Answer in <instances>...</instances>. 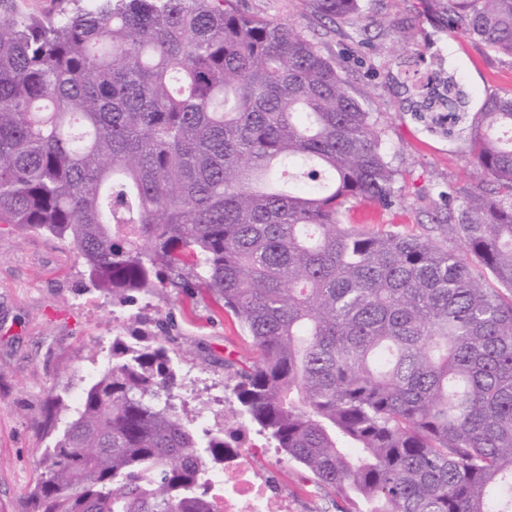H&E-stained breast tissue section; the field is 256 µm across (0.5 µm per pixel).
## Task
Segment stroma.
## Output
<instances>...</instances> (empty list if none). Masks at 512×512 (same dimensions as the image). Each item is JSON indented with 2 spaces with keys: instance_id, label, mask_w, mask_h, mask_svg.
<instances>
[{
  "instance_id": "1",
  "label": "stroma",
  "mask_w": 512,
  "mask_h": 512,
  "mask_svg": "<svg viewBox=\"0 0 512 512\" xmlns=\"http://www.w3.org/2000/svg\"><path fill=\"white\" fill-rule=\"evenodd\" d=\"M361 4L358 18L333 23L311 0H238L237 6L288 23L336 56L363 109L380 121L397 171V200L389 208L351 201L344 223L428 234L446 218L449 194L478 180L464 157L459 124L448 110H418L421 94L451 77L466 95V111H477L486 96L512 93V57L470 37L449 39L448 0ZM162 312L172 326L179 381L197 380L177 405L208 415V428L223 430L232 447L251 449L254 471L287 496L290 512H347L348 502L319 493L299 464L235 415L222 363L254 350L232 315L194 290L171 305L138 293L113 305L91 286L65 242L12 224H0V512H31L39 462L70 420L60 414L55 431L44 432L49 400L82 394L111 357L113 339L136 343Z\"/></svg>"
}]
</instances>
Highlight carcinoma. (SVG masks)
Listing matches in <instances>:
<instances>
[{
	"mask_svg": "<svg viewBox=\"0 0 512 512\" xmlns=\"http://www.w3.org/2000/svg\"><path fill=\"white\" fill-rule=\"evenodd\" d=\"M7 4L0 223L67 240L114 303L196 288L233 314L259 353L224 360L239 415L318 488L368 512H512V94L461 129L495 191L464 193L434 236L365 232L346 204L392 205L396 171L341 62L302 32L234 0ZM460 34L512 55V0H448ZM142 336L112 342L33 512H218L207 481L229 445L190 427L169 349ZM8 6L15 13L53 16L63 10H70L74 4L70 0H10Z\"/></svg>",
	"mask_w": 512,
	"mask_h": 512,
	"instance_id": "carcinoma-1",
	"label": "carcinoma"
}]
</instances>
